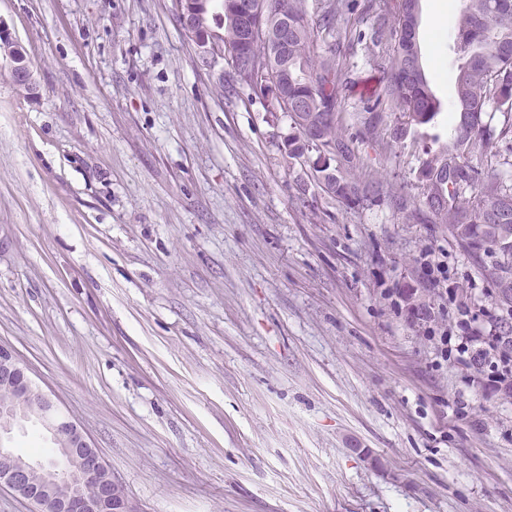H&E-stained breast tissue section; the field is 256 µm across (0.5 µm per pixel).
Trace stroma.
<instances>
[{
  "label": "stroma",
  "instance_id": "obj_1",
  "mask_svg": "<svg viewBox=\"0 0 512 512\" xmlns=\"http://www.w3.org/2000/svg\"><path fill=\"white\" fill-rule=\"evenodd\" d=\"M458 0H420L443 111L391 110L360 169L421 199L446 148ZM35 93L0 67V344L78 421L137 512H512V404L437 363L430 252L490 309L447 231L354 208L282 151L285 114L203 66L172 0H0ZM378 74L365 46L338 60ZM415 292L424 322L386 293Z\"/></svg>",
  "mask_w": 512,
  "mask_h": 512
}]
</instances>
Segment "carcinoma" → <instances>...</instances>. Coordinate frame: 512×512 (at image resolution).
Wrapping results in <instances>:
<instances>
[{
  "mask_svg": "<svg viewBox=\"0 0 512 512\" xmlns=\"http://www.w3.org/2000/svg\"><path fill=\"white\" fill-rule=\"evenodd\" d=\"M411 0H395L392 7L371 12L372 5L357 0H321L308 14L306 0H261L263 34L247 46L252 67L270 68L279 76L288 95V106L270 102V111H288L295 133L283 142L286 156L299 159L309 152L308 137L316 135L323 151L354 171L350 177L323 176L322 190L345 204L383 196L397 210L422 224H439L448 229L491 290L495 306L506 313L493 325L496 343L512 351V184L501 171L488 164L494 130L484 115L503 116L499 137L512 135V0H459L456 29L457 60L453 72L454 100L448 114V150L432 159L423 177L422 200L408 208V200L394 184L355 174L359 145L375 135V118L385 103L404 123L426 124L439 115L440 104L427 80L416 37L410 36ZM232 0H212L195 18V28H216L223 35L224 49L232 52L239 42L237 26L227 12ZM372 14L366 29L355 32L353 43L364 44L375 56L374 67L383 75L379 92L362 96L366 113L363 130L344 132L339 117L343 111L347 79L336 63L339 48L317 47V35L335 30L342 18L356 10ZM286 18L293 31L288 51L274 39L280 20Z\"/></svg>",
  "mask_w": 512,
  "mask_h": 512,
  "instance_id": "obj_1",
  "label": "carcinoma"
}]
</instances>
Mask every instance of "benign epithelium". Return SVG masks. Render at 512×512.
Instances as JSON below:
<instances>
[{"label":"benign epithelium","mask_w":512,"mask_h":512,"mask_svg":"<svg viewBox=\"0 0 512 512\" xmlns=\"http://www.w3.org/2000/svg\"><path fill=\"white\" fill-rule=\"evenodd\" d=\"M191 36L203 65L214 67L224 61V45L212 30L195 29ZM0 58L5 60L4 67L15 84L34 87L26 49L1 22ZM1 383L12 387L18 403L0 409V486L9 487L27 500L32 512H135L81 426L65 415L49 394L35 386L28 368L5 345H0ZM29 408L38 409L45 433L64 453L65 466H59L53 458L26 459L9 446L14 430L27 420ZM89 483L99 488L95 499L84 493Z\"/></svg>","instance_id":"7a95c632"}]
</instances>
